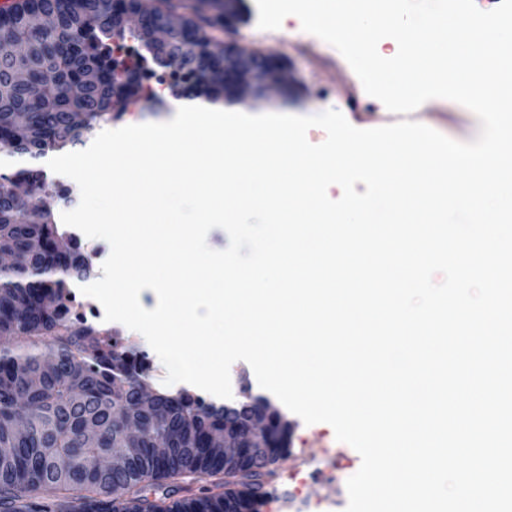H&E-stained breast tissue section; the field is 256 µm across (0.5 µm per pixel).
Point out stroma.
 <instances>
[{
	"instance_id": "obj_1",
	"label": "stroma",
	"mask_w": 512,
	"mask_h": 512,
	"mask_svg": "<svg viewBox=\"0 0 512 512\" xmlns=\"http://www.w3.org/2000/svg\"><path fill=\"white\" fill-rule=\"evenodd\" d=\"M240 13L237 32L224 35L225 44L235 49L274 51L287 82L267 100H226L225 110L311 116L333 108L345 113L350 123L365 128L398 122V115L384 110L364 91L336 48L308 33L287 35L259 29L254 0H242ZM352 97L358 102L354 113L348 103ZM419 121L461 142L474 140L479 132L476 116L453 101L439 102ZM288 419L292 423L290 451L276 465V477L261 512H319L320 506L326 504L331 505L333 512H345L346 482L361 465L359 454L339 442L328 424L308 425L293 413ZM323 460L335 464V477L312 476V468Z\"/></svg>"
}]
</instances>
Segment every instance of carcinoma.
I'll list each match as a JSON object with an SVG mask.
<instances>
[{"label": "carcinoma", "instance_id": "carcinoma-1", "mask_svg": "<svg viewBox=\"0 0 512 512\" xmlns=\"http://www.w3.org/2000/svg\"><path fill=\"white\" fill-rule=\"evenodd\" d=\"M114 2L22 0L0 14V41L27 49L0 61V145L31 161L0 174V189L21 178L32 190L23 206L0 192V248L20 255L0 269V337L13 340L0 349V512H259L288 448H270L258 461L213 448L209 435L224 429V409L186 390L159 392L157 411H140L147 368L71 313L70 284L89 275L87 254L41 197L50 184L37 161L85 145L112 120L116 101L153 98L142 87L159 55L145 32L133 34L132 54L115 55L126 26ZM178 8L187 52L170 72L172 85L220 101L223 57L209 48L224 31V0H178ZM32 97L41 111L28 115L25 134L12 133L13 114ZM34 238L49 251L32 252ZM118 408L143 424L139 439L128 438ZM116 448L126 452L115 465L96 466ZM205 478L211 486L196 487Z\"/></svg>", "mask_w": 512, "mask_h": 512}]
</instances>
